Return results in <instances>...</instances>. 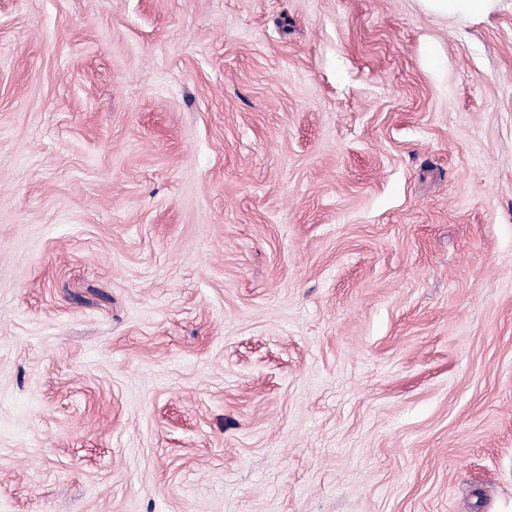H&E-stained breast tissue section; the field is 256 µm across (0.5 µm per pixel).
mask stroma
<instances>
[{
    "instance_id": "obj_1",
    "label": "stroma",
    "mask_w": 512,
    "mask_h": 512,
    "mask_svg": "<svg viewBox=\"0 0 512 512\" xmlns=\"http://www.w3.org/2000/svg\"><path fill=\"white\" fill-rule=\"evenodd\" d=\"M0 512H512V0H0ZM433 13L470 16L481 13L489 0H420Z\"/></svg>"
}]
</instances>
